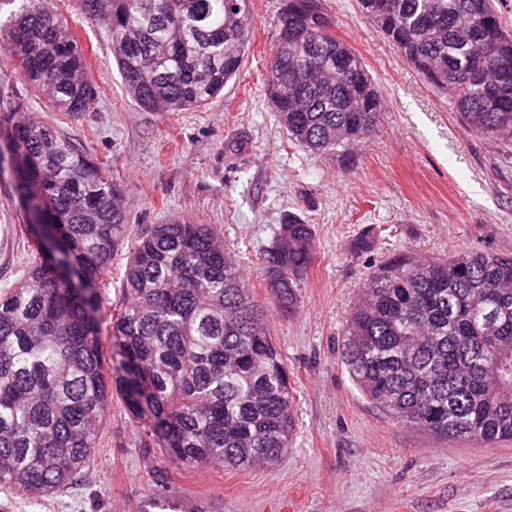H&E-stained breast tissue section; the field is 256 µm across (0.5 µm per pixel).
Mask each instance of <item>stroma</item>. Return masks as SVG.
Masks as SVG:
<instances>
[{"mask_svg": "<svg viewBox=\"0 0 512 512\" xmlns=\"http://www.w3.org/2000/svg\"><path fill=\"white\" fill-rule=\"evenodd\" d=\"M64 20L98 92L90 111H52L0 52V117L56 125L114 174L136 241L151 225L210 224L239 263L295 389V430L277 467L186 469L144 448L113 397L85 480L39 501L0 490V512H512V440L490 446L398 423L366 400L342 363L344 330L375 264L405 251L512 253V146L474 137L447 97L424 81L358 0H321L338 39L380 87L377 130L315 154L291 142L264 87L283 0H252L254 36L208 106L151 112L126 93L105 29L79 0H44ZM0 155V289L16 284L32 249L29 218ZM312 224L314 260L288 316L269 306L261 255L287 215ZM167 475L157 487L155 469Z\"/></svg>", "mask_w": 512, "mask_h": 512, "instance_id": "obj_1", "label": "stroma"}]
</instances>
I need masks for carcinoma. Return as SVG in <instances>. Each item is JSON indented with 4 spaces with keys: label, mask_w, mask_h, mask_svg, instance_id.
<instances>
[{
    "label": "carcinoma",
    "mask_w": 512,
    "mask_h": 512,
    "mask_svg": "<svg viewBox=\"0 0 512 512\" xmlns=\"http://www.w3.org/2000/svg\"><path fill=\"white\" fill-rule=\"evenodd\" d=\"M107 29L126 91L152 112L209 104L249 50L251 0H81ZM464 127L512 144V31L494 0H359ZM26 78L72 115L96 99L77 40L43 0L9 19ZM268 97L289 140L324 153L375 130L383 98L363 59L331 31L319 0L277 16ZM34 249L24 281L0 292V488L38 500L80 482L117 391L159 446L188 468L274 466L295 414L288 368L258 301L210 224H155L125 265L122 298L99 282L124 244L120 188L51 125L10 124ZM312 225L290 215L263 257L278 310L298 306L313 263ZM120 361L105 370L101 323ZM344 364L364 397L397 422L486 445L512 439V254L409 252L366 280L345 330Z\"/></svg>",
    "instance_id": "carcinoma-1"
}]
</instances>
